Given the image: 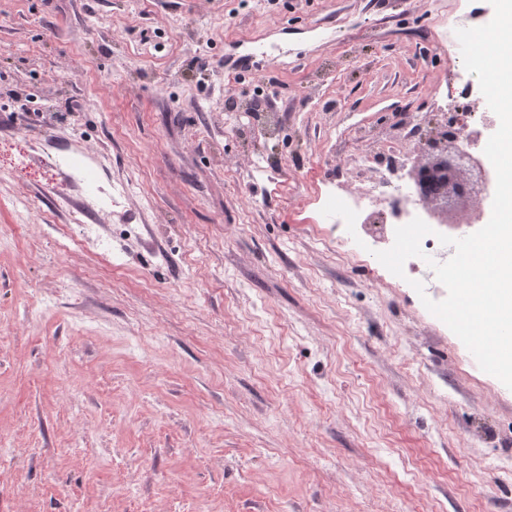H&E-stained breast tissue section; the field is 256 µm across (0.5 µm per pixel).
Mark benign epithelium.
Here are the masks:
<instances>
[{"instance_id":"obj_1","label":"benign epithelium","mask_w":512,"mask_h":512,"mask_svg":"<svg viewBox=\"0 0 512 512\" xmlns=\"http://www.w3.org/2000/svg\"><path fill=\"white\" fill-rule=\"evenodd\" d=\"M469 126L475 130L488 128L487 113L464 107L450 113L447 122L435 124L421 136L419 152L427 160L417 162L409 173L411 179L417 180L431 168L450 169L448 186L422 201L428 214L440 224L447 223L448 216L463 203L474 199L485 202L495 192L494 172L472 150L458 144L456 129Z\"/></svg>"}]
</instances>
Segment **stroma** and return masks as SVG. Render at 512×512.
I'll return each mask as SVG.
<instances>
[{"label":"stroma","instance_id":"obj_1","mask_svg":"<svg viewBox=\"0 0 512 512\" xmlns=\"http://www.w3.org/2000/svg\"><path fill=\"white\" fill-rule=\"evenodd\" d=\"M459 13L0 0V512H512V390L314 240L338 165L455 109ZM67 152L73 153L65 159V162L76 167L80 173V196L77 199V205L90 216H99L103 213H110L98 197L96 189L100 179V172L97 166L86 164L82 157H87L85 148L79 144L70 145Z\"/></svg>","mask_w":512,"mask_h":512}]
</instances>
